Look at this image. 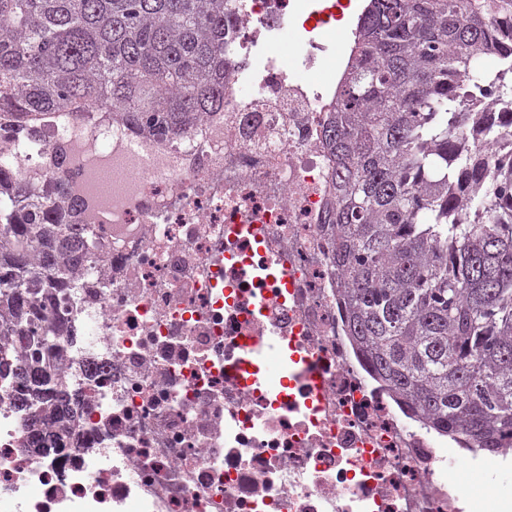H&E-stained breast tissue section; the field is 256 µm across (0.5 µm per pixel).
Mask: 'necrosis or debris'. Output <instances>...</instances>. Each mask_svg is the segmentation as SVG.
Listing matches in <instances>:
<instances>
[{
	"instance_id": "4bbe7bcc",
	"label": "necrosis or debris",
	"mask_w": 512,
	"mask_h": 512,
	"mask_svg": "<svg viewBox=\"0 0 512 512\" xmlns=\"http://www.w3.org/2000/svg\"><path fill=\"white\" fill-rule=\"evenodd\" d=\"M361 5L225 0L224 109L180 137L0 114V163L63 183L91 244L51 363L88 407L68 455H31L0 374V512H512L453 479L348 334L323 130Z\"/></svg>"
}]
</instances>
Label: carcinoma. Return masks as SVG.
<instances>
[{
    "label": "carcinoma",
    "instance_id": "obj_1",
    "mask_svg": "<svg viewBox=\"0 0 512 512\" xmlns=\"http://www.w3.org/2000/svg\"><path fill=\"white\" fill-rule=\"evenodd\" d=\"M512 0H370L324 136L336 161L338 292L374 376L424 427L491 456L512 438V166L460 142L483 127L512 156ZM224 0H0V107L19 119L116 107L178 136L224 107ZM488 57L502 68L474 75ZM62 186L0 165V318L15 331L13 406L29 451L84 406L49 361L64 353L37 271L80 261Z\"/></svg>",
    "mask_w": 512,
    "mask_h": 512
}]
</instances>
